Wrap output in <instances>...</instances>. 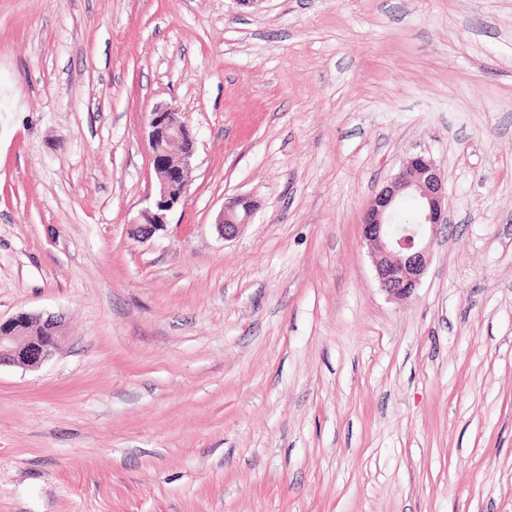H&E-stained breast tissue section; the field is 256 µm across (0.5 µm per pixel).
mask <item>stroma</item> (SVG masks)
Masks as SVG:
<instances>
[{
  "mask_svg": "<svg viewBox=\"0 0 512 512\" xmlns=\"http://www.w3.org/2000/svg\"><path fill=\"white\" fill-rule=\"evenodd\" d=\"M197 153L134 239L156 104ZM448 223L406 300L361 220ZM256 202L231 240L216 220ZM0 512H512V0H0ZM404 195H414L420 206L417 223L416 204L399 213L400 229L391 224V216ZM446 179L433 159L422 152L408 153L398 172L376 192L364 210L362 238L382 290L394 300L407 299L419 288L427 268L429 254L438 227L448 223ZM417 223V224H416ZM61 323V318L54 315L44 318L20 312L8 318L0 316V366L41 367L59 349L63 338Z\"/></svg>",
  "mask_w": 512,
  "mask_h": 512,
  "instance_id": "stroma-1",
  "label": "stroma"
}]
</instances>
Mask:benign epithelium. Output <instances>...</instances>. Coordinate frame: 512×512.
I'll list each match as a JSON object with an SVG mask.
<instances>
[{"label":"benign epithelium","instance_id":"obj_1","mask_svg":"<svg viewBox=\"0 0 512 512\" xmlns=\"http://www.w3.org/2000/svg\"><path fill=\"white\" fill-rule=\"evenodd\" d=\"M147 147L158 175L152 207L132 223L133 238L148 240L164 229L167 216L188 192L187 174L195 159V138L185 113L167 104L150 112ZM413 195L419 201L418 223L400 229L391 224L398 201ZM254 202L238 195L225 204L217 227L224 239H232L250 223ZM448 223L446 179L433 159L421 152L408 153L398 172L376 192L364 210L362 238L382 290L403 300L419 288L439 227ZM61 319L20 312L0 317V366L13 364L37 369L59 349Z\"/></svg>","mask_w":512,"mask_h":512}]
</instances>
